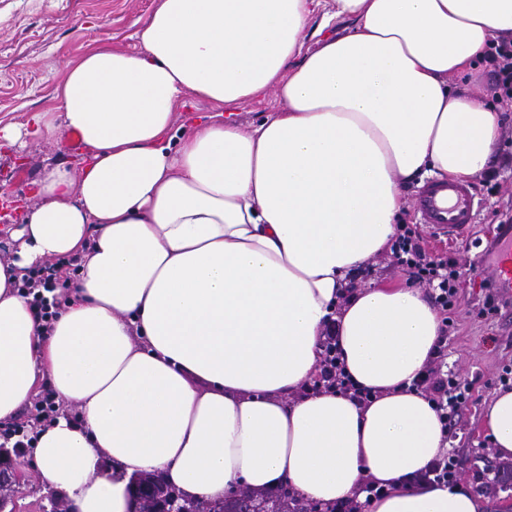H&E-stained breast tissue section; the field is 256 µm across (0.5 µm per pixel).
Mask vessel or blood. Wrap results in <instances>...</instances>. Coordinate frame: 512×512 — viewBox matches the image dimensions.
<instances>
[{
    "label": "vessel or blood",
    "mask_w": 512,
    "mask_h": 512,
    "mask_svg": "<svg viewBox=\"0 0 512 512\" xmlns=\"http://www.w3.org/2000/svg\"><path fill=\"white\" fill-rule=\"evenodd\" d=\"M415 208L423 224L434 232L454 236L466 232L477 219L475 195L463 181L436 180L419 193ZM476 263L489 269L495 288L512 295V226L504 225L499 239Z\"/></svg>",
    "instance_id": "obj_1"
}]
</instances>
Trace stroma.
Masks as SVG:
<instances>
[{
  "label": "stroma",
  "instance_id": "1",
  "mask_svg": "<svg viewBox=\"0 0 512 512\" xmlns=\"http://www.w3.org/2000/svg\"><path fill=\"white\" fill-rule=\"evenodd\" d=\"M155 5L156 0H0V125L29 126L35 112L50 106L52 93L65 76L66 62L96 42L134 49L139 23ZM498 151L500 161L470 181L482 200L475 237L450 244L432 237L426 240L430 253L456 259L465 271L454 324L448 329L447 363L449 372L472 383L473 400L449 429L448 441L463 462L461 479L488 500L489 512H500L508 492L499 485H485L503 461L481 431L479 416L485 400L499 388L500 375L512 371V303L481 315L486 273L473 257L479 245L493 238L497 224H512V110L502 115ZM2 157L30 171L28 181L0 182V196L9 204L0 218V260L4 261L14 256L16 244L9 231L34 203L35 180L60 158L74 165L81 158L33 134L16 145L1 144ZM0 496L7 501L5 512H51L68 506L31 471L21 483L1 487Z\"/></svg>",
  "mask_w": 512,
  "mask_h": 512
}]
</instances>
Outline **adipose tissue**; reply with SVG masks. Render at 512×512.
<instances>
[{
	"mask_svg": "<svg viewBox=\"0 0 512 512\" xmlns=\"http://www.w3.org/2000/svg\"><path fill=\"white\" fill-rule=\"evenodd\" d=\"M317 11L356 27L309 31ZM499 36L512 0H157L137 50L102 42L68 61L36 131L77 132L89 158L44 171L0 261V422L43 380L77 411L33 441L40 482L74 512H133L143 472L191 500L285 487L331 505L370 479L387 493L367 512H487L467 482L415 480L448 449L411 388L435 308L400 283L349 282L388 250L407 182L492 165L497 112L448 78ZM270 90L282 108L251 130L173 127L187 99L221 113ZM72 258L44 334L18 284ZM330 323L369 401L306 391ZM480 426L512 459V390Z\"/></svg>",
	"mask_w": 512,
	"mask_h": 512,
	"instance_id": "1",
	"label": "adipose tissue"
}]
</instances>
